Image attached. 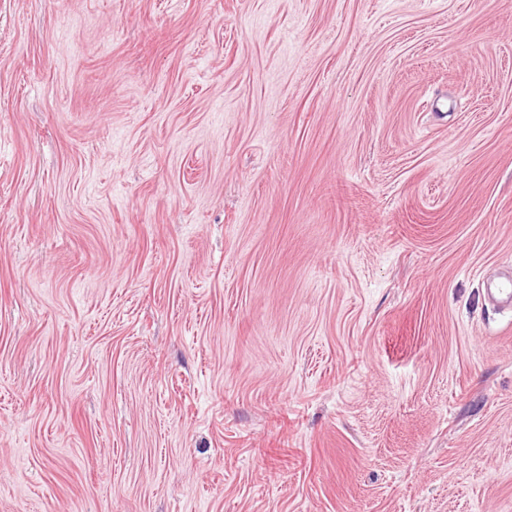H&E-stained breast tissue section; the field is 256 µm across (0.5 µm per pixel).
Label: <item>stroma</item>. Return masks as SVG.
<instances>
[{"label":"stroma","mask_w":512,"mask_h":512,"mask_svg":"<svg viewBox=\"0 0 512 512\" xmlns=\"http://www.w3.org/2000/svg\"><path fill=\"white\" fill-rule=\"evenodd\" d=\"M512 0H0V512H512Z\"/></svg>","instance_id":"35a3bbf8"}]
</instances>
